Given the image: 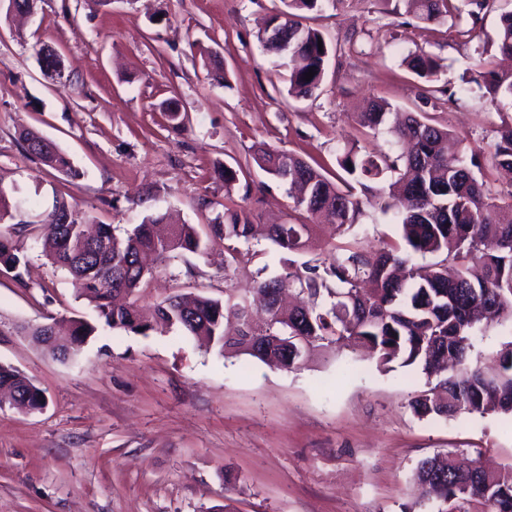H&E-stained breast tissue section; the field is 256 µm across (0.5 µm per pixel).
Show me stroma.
Returning <instances> with one entry per match:
<instances>
[{"instance_id": "1", "label": "stroma", "mask_w": 512, "mask_h": 512, "mask_svg": "<svg viewBox=\"0 0 512 512\" xmlns=\"http://www.w3.org/2000/svg\"><path fill=\"white\" fill-rule=\"evenodd\" d=\"M280 0H40L18 23L0 16V187L77 200L89 220L123 230L146 214L207 231L223 206L251 210L255 223L305 221L285 186L254 161L258 149L335 166L353 138L355 116L373 98L429 112L469 148L497 188L512 174L492 169L500 118L486 90L428 106L401 65L421 48L440 65L438 86L456 89L478 50L495 38L488 16L476 38L455 21L424 24L382 0H347L314 15L338 52L317 97L288 94L258 36ZM61 56L50 77L37 51ZM221 62L228 86L213 83L205 59ZM180 100V123L164 101ZM30 128L53 141L83 172L72 181L27 154ZM239 180L225 187L221 166ZM147 196L144 205L135 195ZM398 234L393 224H362L356 236L321 241L353 251ZM24 282L0 273V363L29 377L45 408L0 406V512H405L422 459L450 454L512 468V421L497 414L448 420L416 416L410 402L427 390L414 367L378 371L350 352L293 371L247 356L225 359L175 328L147 336L99 323L76 298L64 271L42 256L27 230ZM225 270L224 247L167 260L142 288L149 308L182 292L223 298L252 288L262 267L277 268L268 243ZM81 317L96 333L69 361L21 332L52 319Z\"/></svg>"}]
</instances>
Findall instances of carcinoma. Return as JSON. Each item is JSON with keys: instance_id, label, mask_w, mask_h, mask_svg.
Segmentation results:
<instances>
[{"instance_id": "obj_1", "label": "carcinoma", "mask_w": 512, "mask_h": 512, "mask_svg": "<svg viewBox=\"0 0 512 512\" xmlns=\"http://www.w3.org/2000/svg\"><path fill=\"white\" fill-rule=\"evenodd\" d=\"M347 0H282L285 9L269 18L259 40L278 66L288 71V93L312 97L321 87L336 48L321 30L304 23L308 13L334 8ZM406 13L423 23L441 24L453 18L460 33H471L497 13L495 45L512 56V9L502 0H400ZM424 88L429 102L440 92L435 86L439 64L423 49L403 60ZM314 76L305 80V73ZM459 92L486 88L499 108L512 109V75L499 74L481 58ZM392 106L375 100L356 113L357 124L373 134L382 131L403 139L399 153L361 147L356 143L336 155V165L352 178L330 179L316 162L283 151L262 150L254 161L277 183L287 187L294 207L309 224H256L241 206L224 207L201 238L195 225L178 224L161 238L156 225L161 214L119 236L110 224L91 233L85 213L75 200L54 197L51 206L37 211L34 198L12 199L0 190V272L20 281L28 258L19 236L40 217L44 228L43 254L71 279L77 297L89 301L98 319L112 329L148 334L178 328L188 336H202L221 357L247 355L292 371L318 349L348 347L368 353L380 370L391 363L414 366L432 377L448 361L462 367L411 402L415 415L448 418L461 414L498 412L512 416V342L497 353L493 366L467 367L471 337L488 315L512 319V189L494 191L476 158L465 161L464 139L426 112H402L388 126ZM493 164L512 170V116L499 114ZM27 153L71 180L80 171L50 140L30 129L19 134ZM372 193L369 205L401 228L400 244H388L366 254L345 250L302 263L292 259L312 247L315 224L326 222L340 234L356 232L364 215L356 188ZM265 240L285 254L281 270L263 276L247 294L224 289V299L189 298L175 294L159 303L152 319L136 301L116 305L119 295L139 292L150 271L140 259L147 253L160 258L203 255L209 245L224 244V271L245 257L240 242ZM433 256L428 265L413 257ZM96 325L68 320L65 335L57 323L29 331L49 336L57 344L55 358L77 354ZM0 395L28 413L45 406L43 391L17 369L0 364ZM416 503L435 495L438 512H512V469L488 472L477 466L464 469L452 456L423 459L412 476Z\"/></svg>"}]
</instances>
